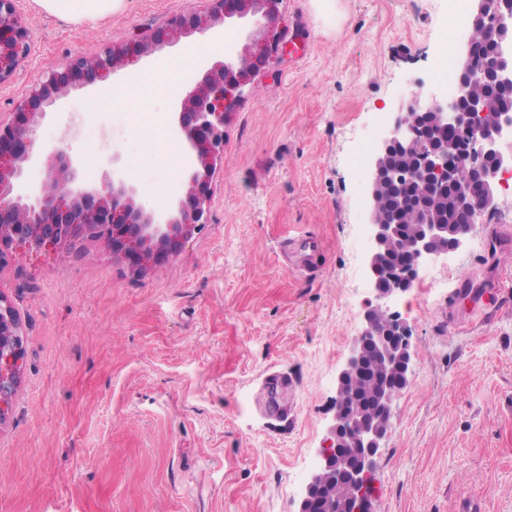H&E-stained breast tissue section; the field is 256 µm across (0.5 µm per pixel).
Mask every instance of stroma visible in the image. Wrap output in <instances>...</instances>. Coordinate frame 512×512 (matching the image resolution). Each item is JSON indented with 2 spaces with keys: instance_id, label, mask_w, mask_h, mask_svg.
Segmentation results:
<instances>
[{
  "instance_id": "obj_1",
  "label": "stroma",
  "mask_w": 512,
  "mask_h": 512,
  "mask_svg": "<svg viewBox=\"0 0 512 512\" xmlns=\"http://www.w3.org/2000/svg\"><path fill=\"white\" fill-rule=\"evenodd\" d=\"M342 2L338 25L314 0H283L288 47L232 112L210 222L177 253L143 277L91 242L0 267V294L27 336L19 395L0 424V512H298L336 375L373 299L368 146L383 120L437 95L444 47L467 39L453 18L474 6ZM205 7L125 0L76 25L20 0L31 52L0 86V117L48 66ZM191 46L180 40L72 88L37 141L66 144L86 185L119 169L153 209L160 188L180 184L161 169L173 129L140 141L139 120L111 93ZM306 235L322 245L312 276L282 252ZM438 265L447 284L412 289L396 307L412 375L375 461L372 512H512V223L480 221ZM462 279L474 291L458 297ZM273 374L284 388H271Z\"/></svg>"
}]
</instances>
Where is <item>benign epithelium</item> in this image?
I'll return each mask as SVG.
<instances>
[{
    "label": "benign epithelium",
    "mask_w": 512,
    "mask_h": 512,
    "mask_svg": "<svg viewBox=\"0 0 512 512\" xmlns=\"http://www.w3.org/2000/svg\"><path fill=\"white\" fill-rule=\"evenodd\" d=\"M204 13L177 14L122 45L108 43L89 55H78L66 65H51L44 80L32 88L15 108L13 119L0 120V266L21 249L39 252L60 245L94 242L129 261L143 275L162 257L177 252L210 220L209 188L224 166V123L249 85L279 53L285 43L280 27L282 0H210ZM469 29L481 27L494 47L482 53L467 40L464 81L487 80L512 91V0H475ZM260 16L263 34L250 40L235 60L214 62L203 76L174 101V128L183 145V195L172 197L162 211L146 212L134 201L135 189L121 176L104 175L100 185L77 186L74 158L64 148L46 153L35 150L39 119L80 79L87 84L107 80L130 58L152 54L182 38L203 35L224 20ZM18 0H0V84L15 74L31 46ZM487 103L479 97L450 102L438 95L426 106L415 102L398 113L393 124L379 134L367 158L368 185L367 265L374 302L363 314V324L350 341L336 378V400L328 435L304 485L298 512H342L340 501L329 493L337 477L357 494L352 512H371L375 458L391 427L392 405L406 387L412 352L400 314L392 303L410 290L409 271L449 252L464 248L481 213L497 208L498 175L512 170V154L499 148L512 132V113L501 112L486 121ZM451 130L457 140L470 144L467 173H461L456 150L440 136ZM395 154L411 155L421 175L424 194L438 198L443 187L457 190L459 222L443 224L435 211L419 207L416 233L402 243L396 212H383L378 203L384 184L412 191L409 176L389 162ZM38 162L46 182L66 176L56 192L46 188L21 190L25 165ZM403 255L404 263L381 265L390 251ZM386 313V320L377 315ZM26 335L14 308L0 296V422L18 394ZM377 372L376 401L382 418L351 413L341 400L350 376L366 368Z\"/></svg>",
    "instance_id": "obj_1"
}]
</instances>
